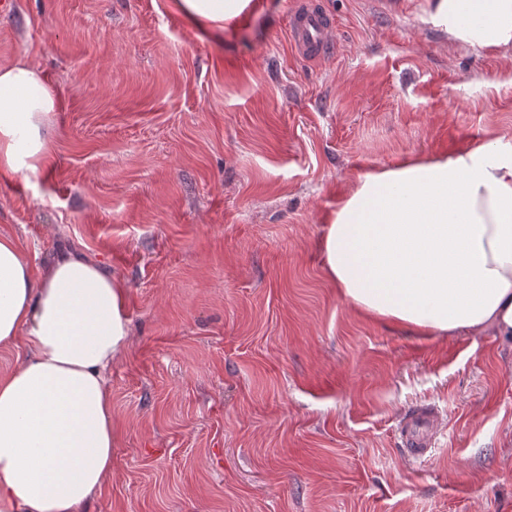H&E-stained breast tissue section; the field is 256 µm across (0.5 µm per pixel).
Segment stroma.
I'll return each mask as SVG.
<instances>
[{
    "label": "stroma",
    "mask_w": 512,
    "mask_h": 512,
    "mask_svg": "<svg viewBox=\"0 0 512 512\" xmlns=\"http://www.w3.org/2000/svg\"><path fill=\"white\" fill-rule=\"evenodd\" d=\"M260 3L218 42L176 0H0V67L60 101L47 168L0 179V234L124 285L89 512H512V349L358 315L317 247L367 172L512 142V61L450 48L424 0H322L336 51L306 61L294 0ZM438 415L433 408H418L399 426V434L408 455L423 460L433 446L434 425Z\"/></svg>",
    "instance_id": "35a3bbf8"
}]
</instances>
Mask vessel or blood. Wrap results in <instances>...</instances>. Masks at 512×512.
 <instances>
[{
    "instance_id": "b4317fda",
    "label": "vessel or blood",
    "mask_w": 512,
    "mask_h": 512,
    "mask_svg": "<svg viewBox=\"0 0 512 512\" xmlns=\"http://www.w3.org/2000/svg\"><path fill=\"white\" fill-rule=\"evenodd\" d=\"M333 30V19L323 8L315 5L313 0H296L291 15L289 42L300 57L313 60L333 51ZM437 419L434 409L419 408L408 414L400 425V437L412 459L421 460L427 456L433 446Z\"/></svg>"
}]
</instances>
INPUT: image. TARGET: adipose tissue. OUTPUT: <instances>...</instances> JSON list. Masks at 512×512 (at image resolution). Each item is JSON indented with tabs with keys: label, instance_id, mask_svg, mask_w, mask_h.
Here are the masks:
<instances>
[{
	"label": "adipose tissue",
	"instance_id": "1",
	"mask_svg": "<svg viewBox=\"0 0 512 512\" xmlns=\"http://www.w3.org/2000/svg\"><path fill=\"white\" fill-rule=\"evenodd\" d=\"M252 0H177L220 39ZM426 24L463 50L512 58V0H426ZM58 98L39 67H0V177L47 166ZM328 280L360 315L422 336H495L512 348V143L486 140L361 176L320 241ZM129 327L123 285L58 254L35 276L0 236V345L30 355L0 375V512H86L112 474L106 375Z\"/></svg>",
	"mask_w": 512,
	"mask_h": 512
}]
</instances>
